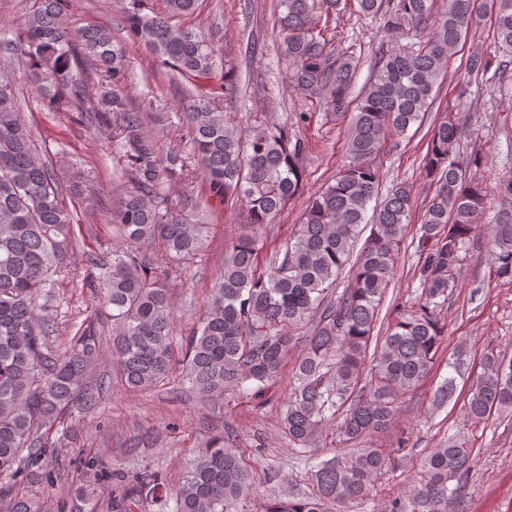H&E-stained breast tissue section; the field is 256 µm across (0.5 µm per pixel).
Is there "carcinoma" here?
<instances>
[{"instance_id": "1", "label": "carcinoma", "mask_w": 512, "mask_h": 512, "mask_svg": "<svg viewBox=\"0 0 512 512\" xmlns=\"http://www.w3.org/2000/svg\"><path fill=\"white\" fill-rule=\"evenodd\" d=\"M127 0L126 31L155 56L161 72L181 89L180 119L192 160L164 148L149 129V112L127 92L131 69L112 29L71 28L68 0H33L21 20L0 35V48L28 71L48 112L116 142L126 179L113 201L119 245L87 286L111 309L110 329L90 321L68 347L54 345L57 322L49 304L68 265L74 216L64 203L49 146L38 153L20 112L9 65H0V512H48L40 490L57 480L56 448L74 409L97 406L106 378L95 388L84 379L103 358L119 369L127 389L149 392L181 366L182 383L201 400L228 394L262 395L279 381L288 356L300 348L281 428L288 445L304 453L331 429L347 451L323 460L311 474L312 491L273 497L265 512H329L363 504L395 458L367 439L390 428L407 396L432 371L445 335L441 318L470 246L485 241L495 272L512 279V174L497 186L494 223H483L487 194L479 176L486 158L457 152L463 127L450 112L431 131L422 168L433 191L423 200L413 274L419 295L394 307L396 318L374 334L408 224L412 190L394 182L379 194L376 160L390 136L406 134L431 111L450 59L477 30L493 21L491 50L466 58L475 84L512 74V0H448L437 17L435 0H356L363 16L391 33L413 32L407 46L379 48L352 113L343 164L319 190L284 245L283 256L260 267L259 230L276 222L303 185L306 140L295 129L310 121L299 112L282 125H257L242 137L224 113V98L238 91L224 72L215 35L177 20L201 0H166V10L142 13ZM347 0H279L278 61L289 88L325 112L342 113L359 59L336 50L328 37L333 16ZM99 92L88 97L92 76ZM202 175L210 198L245 206L242 233L224 251L201 321L175 347L172 268L157 265L144 246L154 244L173 263L203 251L208 225L189 193L166 187ZM371 226L358 244L361 225ZM342 291H337L341 276ZM448 377L434 392L442 407L469 367L459 343L448 358ZM474 425L512 415V359L490 353L464 403ZM479 453L448 437L422 460L418 478L384 512H465L464 491ZM112 512L153 503L158 512H241L249 474L238 452L214 439L190 459L171 492L156 475L129 477L103 468Z\"/></svg>"}]
</instances>
